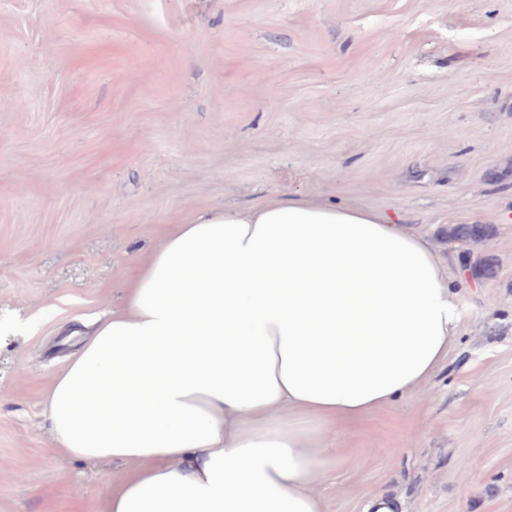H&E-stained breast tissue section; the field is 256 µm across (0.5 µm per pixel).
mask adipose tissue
Masks as SVG:
<instances>
[{
  "mask_svg": "<svg viewBox=\"0 0 512 512\" xmlns=\"http://www.w3.org/2000/svg\"><path fill=\"white\" fill-rule=\"evenodd\" d=\"M462 318L404 218L275 196L181 224L47 393L107 512H320L334 423L416 393Z\"/></svg>",
  "mask_w": 512,
  "mask_h": 512,
  "instance_id": "1",
  "label": "adipose tissue"
}]
</instances>
